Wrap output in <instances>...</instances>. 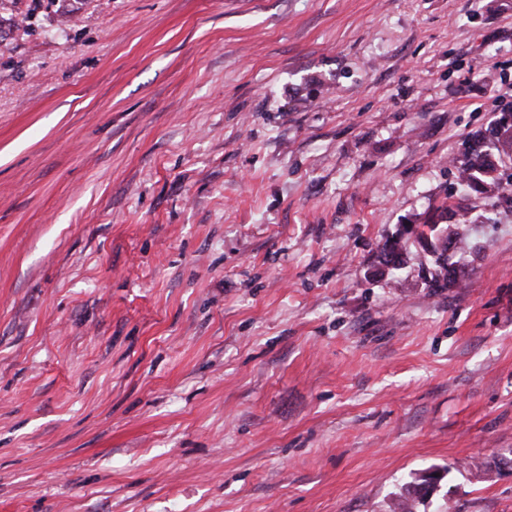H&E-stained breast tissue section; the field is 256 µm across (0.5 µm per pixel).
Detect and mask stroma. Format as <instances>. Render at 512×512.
<instances>
[{"label": "stroma", "mask_w": 512, "mask_h": 512, "mask_svg": "<svg viewBox=\"0 0 512 512\" xmlns=\"http://www.w3.org/2000/svg\"><path fill=\"white\" fill-rule=\"evenodd\" d=\"M512 0H0V512H512ZM486 143L495 145L503 155L512 157V113L504 114L471 136L467 160L458 169V181L467 192L511 194V184L509 188L502 183L496 174V164L480 149ZM455 208H457L455 210ZM433 212L426 213L423 218V224H419L422 227L421 237L427 238L428 236L434 239L437 232V224H444L448 222L451 216H459L457 224L466 222L467 211L462 205L447 204L442 202L439 206L433 209ZM455 210V211H454Z\"/></svg>", "instance_id": "35a3bbf8"}]
</instances>
